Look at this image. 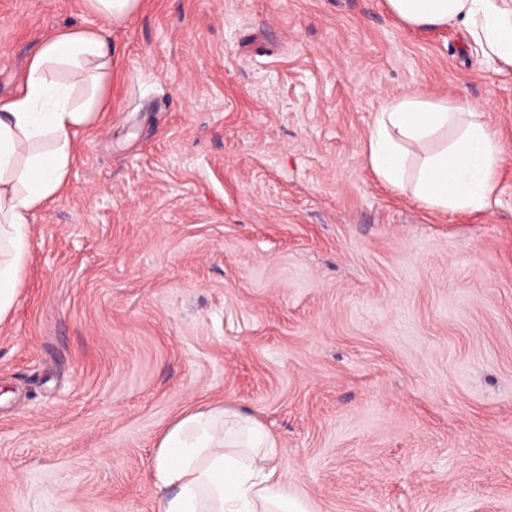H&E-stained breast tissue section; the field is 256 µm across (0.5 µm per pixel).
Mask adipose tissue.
Returning <instances> with one entry per match:
<instances>
[{"label": "adipose tissue", "instance_id": "obj_1", "mask_svg": "<svg viewBox=\"0 0 512 512\" xmlns=\"http://www.w3.org/2000/svg\"><path fill=\"white\" fill-rule=\"evenodd\" d=\"M414 28L453 26L481 54L512 66V0H387ZM101 27L46 37L18 91L0 99V322L18 294L34 214L57 198L73 162V138L101 109L112 70L109 24L140 0H87ZM365 155L386 184L410 187L423 206L448 213L488 207L503 149L468 101L432 102L410 93L377 112ZM276 437L257 418L208 406L163 432L151 476L160 512H309L289 492Z\"/></svg>", "mask_w": 512, "mask_h": 512}]
</instances>
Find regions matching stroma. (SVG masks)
I'll use <instances>...</instances> for the list:
<instances>
[{"label":"stroma","mask_w":512,"mask_h":512,"mask_svg":"<svg viewBox=\"0 0 512 512\" xmlns=\"http://www.w3.org/2000/svg\"><path fill=\"white\" fill-rule=\"evenodd\" d=\"M86 0H0V98ZM0 322V512H159L166 427L278 437L312 512H512V66L386 0H142ZM470 101L488 209L382 183L381 105Z\"/></svg>","instance_id":"1"}]
</instances>
